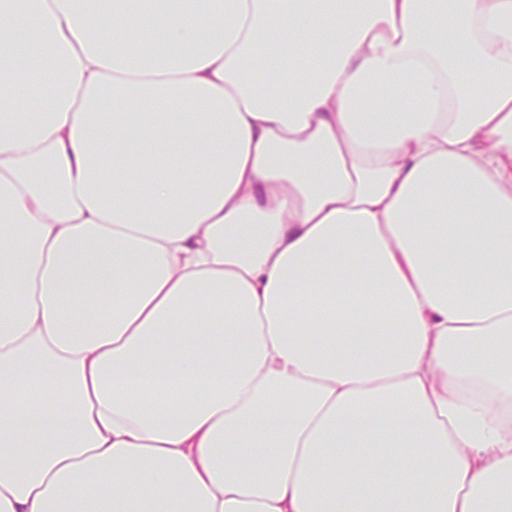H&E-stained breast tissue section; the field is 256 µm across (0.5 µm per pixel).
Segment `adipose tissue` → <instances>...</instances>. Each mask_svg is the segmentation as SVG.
<instances>
[{
	"instance_id": "ef3b65f1",
	"label": "adipose tissue",
	"mask_w": 512,
	"mask_h": 512,
	"mask_svg": "<svg viewBox=\"0 0 512 512\" xmlns=\"http://www.w3.org/2000/svg\"><path fill=\"white\" fill-rule=\"evenodd\" d=\"M0 103V512H512V0H0Z\"/></svg>"
}]
</instances>
